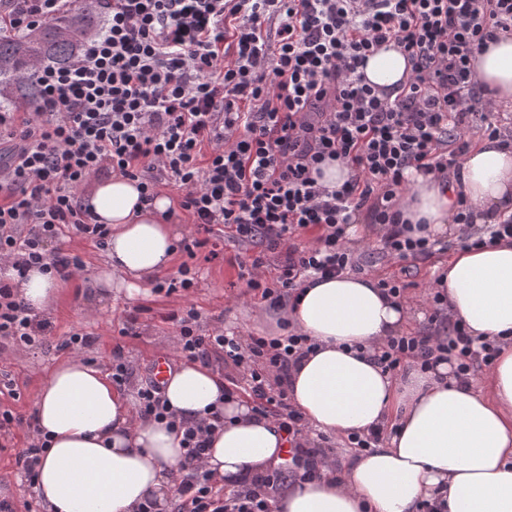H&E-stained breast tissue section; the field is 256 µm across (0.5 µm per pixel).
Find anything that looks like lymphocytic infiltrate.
<instances>
[{"label":"lymphocytic infiltrate","mask_w":512,"mask_h":512,"mask_svg":"<svg viewBox=\"0 0 512 512\" xmlns=\"http://www.w3.org/2000/svg\"><path fill=\"white\" fill-rule=\"evenodd\" d=\"M68 0H0V30L53 20ZM100 35L65 65H39L32 111H0V260L17 276L30 268L66 279L79 257L49 245L80 235L102 247L98 223L78 192L90 174L121 173L153 201L163 182L183 188L180 207L200 233L224 225L233 239L279 253L273 278L262 255L240 262L249 292L295 305L307 278L359 266L348 225L369 214L382 225L381 253L400 261L431 258L434 241L400 220L405 172L447 177L471 133L501 136L491 99L473 78L477 53L512 31V0H96ZM395 44L412 65L396 93L365 83L366 58ZM339 161L353 176L331 189L316 178ZM319 231L298 248L300 231ZM441 333L387 337L374 349L384 370H428L452 362L458 380L492 365L497 341L475 342L430 291ZM198 313L166 316L176 358L222 355L242 369L259 414L276 420L295 448L311 439L288 401L295 362L310 338L282 321V335L199 334ZM49 324L0 274V339L32 348ZM185 461L176 478L179 512H271V502L312 463L292 457L287 472L258 476L226 494L204 468L207 425L178 423Z\"/></svg>","instance_id":"lymphocytic-infiltrate-1"}]
</instances>
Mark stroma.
Masks as SVG:
<instances>
[{
    "label": "stroma",
    "instance_id": "35a3bbf8",
    "mask_svg": "<svg viewBox=\"0 0 512 512\" xmlns=\"http://www.w3.org/2000/svg\"><path fill=\"white\" fill-rule=\"evenodd\" d=\"M219 255L206 259L204 250L195 255L177 251L175 266L163 271V278L177 272V264L186 262L198 273V284L189 295L175 292L169 295L155 293L152 284H140L138 292L128 293L116 288L108 296H100L92 281L96 266L106 259L104 249L87 240H62L58 247L63 253L79 256L83 268L73 277L62 281L58 302L48 319L53 325L51 335L39 348L26 349L8 342H0V373L9 374L15 381L17 398L0 397V404L9 407L20 417L13 426V437L7 447H0V500L14 503L17 512L30 507L31 512H44L38 498L24 477L16 471L15 455L27 447L31 439L34 402L47 369L57 361L69 357L71 351L65 341L69 331L82 329L95 333L96 343L83 351L82 357L90 363L110 365L114 354H121L126 363L147 372L155 359L171 350V335L165 316L173 309L193 304L199 314L201 333L214 328L234 331L242 335L276 336L279 324L286 316L285 309H275L268 303L246 295L243 282L238 279L236 259L245 255L244 247L230 241L222 231H215ZM380 240L378 225L363 224L361 238L352 240L363 273L376 279L404 276L410 286L405 298L413 302L418 315L408 324L413 334L436 335L437 327L430 320V308L425 291L437 279V265L456 250L459 242L454 236H443L444 250L429 260L412 263L402 270L400 263L382 257L377 246ZM129 328V335H121V328Z\"/></svg>",
    "mask_w": 512,
    "mask_h": 512
}]
</instances>
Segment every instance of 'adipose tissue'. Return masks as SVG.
<instances>
[{"label": "adipose tissue", "mask_w": 512, "mask_h": 512, "mask_svg": "<svg viewBox=\"0 0 512 512\" xmlns=\"http://www.w3.org/2000/svg\"><path fill=\"white\" fill-rule=\"evenodd\" d=\"M410 73L393 48L379 50L365 69L371 84L388 89ZM473 76L497 104H512V32L477 54ZM409 180L403 217L422 235L462 238L451 215L463 199L474 206V223L512 216V144L501 140L475 137L448 180L416 173ZM138 198L135 184L115 175L88 193L112 229L94 277L99 287L150 281L172 260L178 233L162 218L170 200L160 195L141 209ZM444 265L449 311L471 336L501 343L481 388L460 383L445 362L399 376L382 371L368 349L400 333L413 308L387 296L373 276L347 272L304 285L289 318L316 348L291 370L290 403L316 431L386 427L390 434L344 473L326 465L296 480L273 512H420L426 501L445 502L444 512H512V239L459 248ZM59 289L58 279L36 269L16 281L19 298L37 313L53 309ZM164 397L188 424L223 414V429L209 436L207 467L225 484L282 462L286 433L246 400L225 397L223 381L206 367L179 364ZM134 404L104 366L71 356L47 370L33 419L34 437L51 440L33 487L46 512H135L149 498L168 506L185 459L182 436L166 422L135 418Z\"/></svg>", "instance_id": "obj_1"}]
</instances>
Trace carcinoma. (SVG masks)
Listing matches in <instances>:
<instances>
[{"label": "carcinoma", "mask_w": 512, "mask_h": 512, "mask_svg": "<svg viewBox=\"0 0 512 512\" xmlns=\"http://www.w3.org/2000/svg\"><path fill=\"white\" fill-rule=\"evenodd\" d=\"M100 26L101 17L86 6L65 10L34 29L0 35V96L9 102L35 103L39 89L33 68L66 63Z\"/></svg>", "instance_id": "cac0c4a2"}]
</instances>
